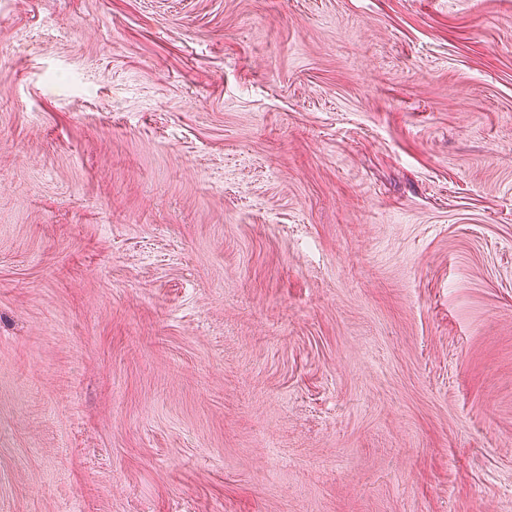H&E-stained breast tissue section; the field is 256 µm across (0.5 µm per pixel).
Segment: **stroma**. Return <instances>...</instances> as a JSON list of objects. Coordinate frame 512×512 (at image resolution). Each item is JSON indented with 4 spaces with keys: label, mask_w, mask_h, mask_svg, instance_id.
Wrapping results in <instances>:
<instances>
[{
    "label": "stroma",
    "mask_w": 512,
    "mask_h": 512,
    "mask_svg": "<svg viewBox=\"0 0 512 512\" xmlns=\"http://www.w3.org/2000/svg\"><path fill=\"white\" fill-rule=\"evenodd\" d=\"M0 512H512V0H0Z\"/></svg>",
    "instance_id": "obj_1"
}]
</instances>
